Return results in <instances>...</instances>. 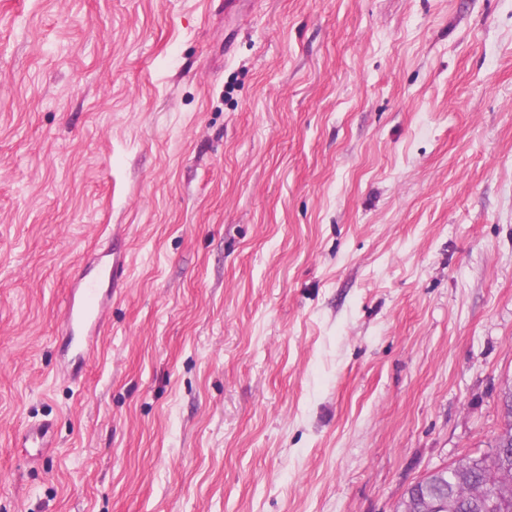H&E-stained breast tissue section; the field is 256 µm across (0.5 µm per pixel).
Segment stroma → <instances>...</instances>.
I'll return each instance as SVG.
<instances>
[{
  "label": "stroma",
  "mask_w": 512,
  "mask_h": 512,
  "mask_svg": "<svg viewBox=\"0 0 512 512\" xmlns=\"http://www.w3.org/2000/svg\"><path fill=\"white\" fill-rule=\"evenodd\" d=\"M510 387L512 0H0V512H394ZM124 257L112 251L95 253L73 278L65 298L62 335L66 346L60 355L59 371L68 365H82L93 356V342L104 332L105 309L111 294L103 292L107 281L112 288L125 283ZM49 430L50 424L41 422L26 426L18 434L21 448H29V455L32 459H37L46 448H53L48 436ZM34 448H37L35 453L33 452Z\"/></svg>",
  "instance_id": "stroma-1"
}]
</instances>
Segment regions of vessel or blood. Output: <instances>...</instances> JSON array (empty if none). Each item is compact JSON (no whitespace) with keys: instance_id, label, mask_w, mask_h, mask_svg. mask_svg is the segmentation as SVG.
Listing matches in <instances>:
<instances>
[{"instance_id":"vessel-or-blood-1","label":"vessel or blood","mask_w":512,"mask_h":512,"mask_svg":"<svg viewBox=\"0 0 512 512\" xmlns=\"http://www.w3.org/2000/svg\"><path fill=\"white\" fill-rule=\"evenodd\" d=\"M127 266L120 253L99 252L90 257L73 278L64 303L62 334L66 346L60 355V368L81 365L93 355V342L104 331L105 309L110 301L105 285L125 283ZM50 425L46 422L26 426L18 435L21 447L49 448Z\"/></svg>"}]
</instances>
